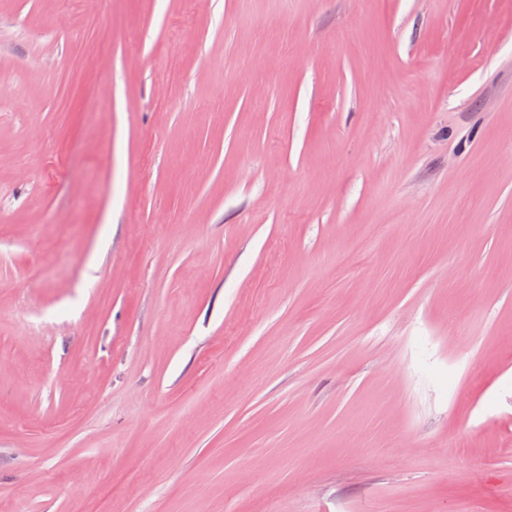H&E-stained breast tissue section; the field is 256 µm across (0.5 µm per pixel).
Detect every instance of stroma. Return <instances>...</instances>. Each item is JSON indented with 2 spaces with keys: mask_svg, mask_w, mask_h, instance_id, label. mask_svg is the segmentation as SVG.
I'll list each match as a JSON object with an SVG mask.
<instances>
[{
  "mask_svg": "<svg viewBox=\"0 0 512 512\" xmlns=\"http://www.w3.org/2000/svg\"><path fill=\"white\" fill-rule=\"evenodd\" d=\"M463 502L512 512V0H0V512Z\"/></svg>",
  "mask_w": 512,
  "mask_h": 512,
  "instance_id": "obj_1",
  "label": "stroma"
}]
</instances>
